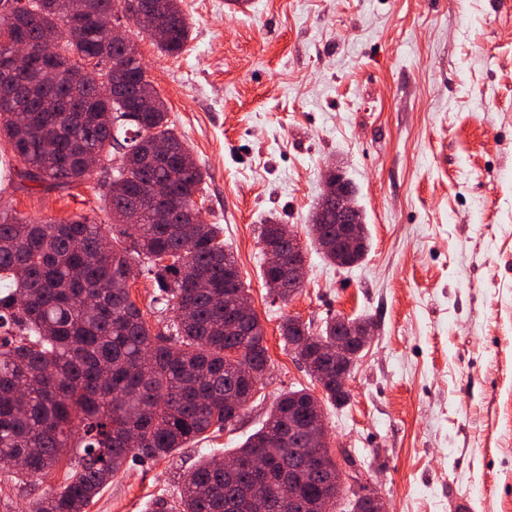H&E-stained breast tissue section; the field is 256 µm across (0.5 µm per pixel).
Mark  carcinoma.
Instances as JSON below:
<instances>
[{"instance_id":"obj_1","label":"carcinoma","mask_w":512,"mask_h":512,"mask_svg":"<svg viewBox=\"0 0 512 512\" xmlns=\"http://www.w3.org/2000/svg\"><path fill=\"white\" fill-rule=\"evenodd\" d=\"M77 0H26L0 28L25 31L29 57L12 61L19 101L0 100V137L11 148L17 170L46 190L79 184L92 175L84 156L94 152L112 164V183L102 195L112 223L102 227L85 214L63 222H31L0 214V328L22 336L0 345V462L27 464L10 471L14 480L46 477L66 465L56 491L35 498L31 512H84L92 499L132 460L156 461L176 449L230 427L247 410L259 381L239 374L242 361L257 373L268 370L264 328L256 312L243 314L238 298L247 294L224 248L216 224H190L205 174L186 142L175 132L157 89L138 84L137 45L114 42L96 23L115 15L122 0H85L71 24ZM164 36L160 53L176 55L186 45L190 25L180 0H140ZM59 43V66L77 71L93 56L103 59L104 76L120 88L102 97L93 79L83 77L57 87L67 103L58 112H41L46 90L33 68L46 39ZM168 145L165 156L153 144ZM168 185V196L150 188ZM168 210L170 223L155 224L153 212ZM310 223L320 224L327 240L317 244L336 265L360 262L362 244L349 255L336 253V225L326 222L317 203ZM141 264L157 285L159 311L173 313L168 335L153 333L132 300L125 281ZM270 294L288 302L303 285L288 284V269H262ZM340 324L325 320L318 333L289 318L281 326L284 345L310 364L326 399L342 404L348 391L336 389V360L314 357V347L336 342ZM234 391L241 405L224 407ZM306 388L282 393L262 426L230 459L224 471L203 457L187 476L178 506L159 499L151 512H278L280 502L304 503L321 496L344 498L330 477L336 459L326 448L310 447V428L288 432V411L311 401ZM281 449L276 457L267 447Z\"/></svg>"}]
</instances>
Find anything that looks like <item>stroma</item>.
Returning a JSON list of instances; mask_svg holds the SVG:
<instances>
[{
    "instance_id": "stroma-1",
    "label": "stroma",
    "mask_w": 512,
    "mask_h": 512,
    "mask_svg": "<svg viewBox=\"0 0 512 512\" xmlns=\"http://www.w3.org/2000/svg\"><path fill=\"white\" fill-rule=\"evenodd\" d=\"M191 24L168 56L136 42L169 119L206 173L195 201L220 225L265 329L269 370L223 433L137 462L86 512H149L177 502L203 455L232 452L278 395L317 391L285 346L293 317H371L375 334L348 383L323 403L333 456L369 470L387 512H512V0H180ZM0 139V213L35 222L109 221L99 183L43 191L9 169ZM355 183L370 245L339 267L308 255L288 304L262 279L260 227L311 239L329 168ZM45 482L0 483V512H29Z\"/></svg>"
}]
</instances>
